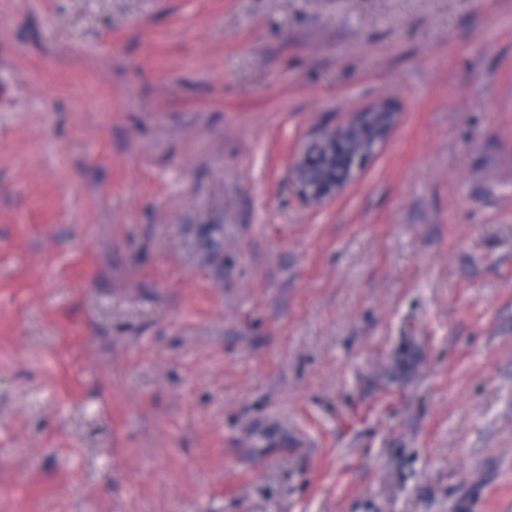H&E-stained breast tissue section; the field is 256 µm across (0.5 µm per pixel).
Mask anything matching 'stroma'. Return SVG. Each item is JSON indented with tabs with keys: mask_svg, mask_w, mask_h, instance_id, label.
<instances>
[{
	"mask_svg": "<svg viewBox=\"0 0 512 512\" xmlns=\"http://www.w3.org/2000/svg\"><path fill=\"white\" fill-rule=\"evenodd\" d=\"M0 512H512V0H0ZM395 122L396 112L377 104L355 112L342 126L319 133L314 140L321 143L322 152L311 153L307 146L290 163L289 174L299 195L313 204L335 200L357 179ZM338 162L343 168L341 177L334 173ZM310 169H321L324 174L311 182L304 177Z\"/></svg>",
	"mask_w": 512,
	"mask_h": 512,
	"instance_id": "stroma-1",
	"label": "stroma"
}]
</instances>
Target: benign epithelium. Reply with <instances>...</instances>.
<instances>
[{
	"instance_id": "1",
	"label": "benign epithelium",
	"mask_w": 512,
	"mask_h": 512,
	"mask_svg": "<svg viewBox=\"0 0 512 512\" xmlns=\"http://www.w3.org/2000/svg\"><path fill=\"white\" fill-rule=\"evenodd\" d=\"M396 122V112L377 104L353 114L338 128L319 133L322 151L302 149L291 161L290 177L309 203L336 199L353 183L365 162L376 152Z\"/></svg>"
}]
</instances>
